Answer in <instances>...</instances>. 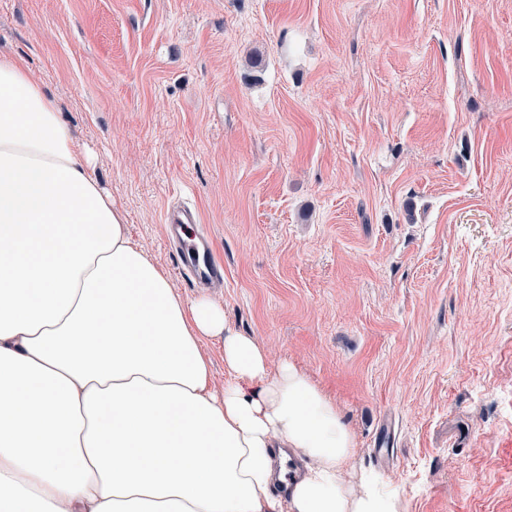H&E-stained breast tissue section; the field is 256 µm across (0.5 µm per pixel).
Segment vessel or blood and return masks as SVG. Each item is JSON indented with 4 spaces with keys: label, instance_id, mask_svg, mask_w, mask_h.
<instances>
[{
    "label": "vessel or blood",
    "instance_id": "1",
    "mask_svg": "<svg viewBox=\"0 0 512 512\" xmlns=\"http://www.w3.org/2000/svg\"><path fill=\"white\" fill-rule=\"evenodd\" d=\"M164 222L167 240L176 251L183 274L198 284L223 282L224 266L199 230L190 206L168 207Z\"/></svg>",
    "mask_w": 512,
    "mask_h": 512
}]
</instances>
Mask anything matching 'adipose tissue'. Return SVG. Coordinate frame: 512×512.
<instances>
[{
	"instance_id": "ef3b65f1",
	"label": "adipose tissue",
	"mask_w": 512,
	"mask_h": 512,
	"mask_svg": "<svg viewBox=\"0 0 512 512\" xmlns=\"http://www.w3.org/2000/svg\"><path fill=\"white\" fill-rule=\"evenodd\" d=\"M232 378L210 385L201 344ZM293 449L302 472L276 464ZM336 403L176 294L56 104L0 53V512H402ZM223 340L206 338L203 342L204 353L210 360L211 386L221 391L224 382L230 378V373L224 368Z\"/></svg>"
}]
</instances>
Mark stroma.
<instances>
[{"mask_svg":"<svg viewBox=\"0 0 512 512\" xmlns=\"http://www.w3.org/2000/svg\"><path fill=\"white\" fill-rule=\"evenodd\" d=\"M184 299L336 402L403 512H512V0H0ZM191 206H169L165 212V233L175 249L182 273L193 283H224V265L214 255L207 238L196 226Z\"/></svg>","mask_w":512,"mask_h":512,"instance_id":"1","label":"stroma"}]
</instances>
